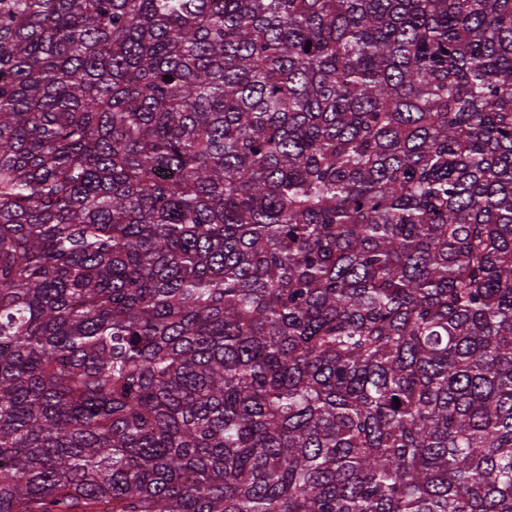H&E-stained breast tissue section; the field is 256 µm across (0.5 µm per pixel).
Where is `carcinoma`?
I'll return each instance as SVG.
<instances>
[{
  "label": "carcinoma",
  "instance_id": "cac0c4a2",
  "mask_svg": "<svg viewBox=\"0 0 512 512\" xmlns=\"http://www.w3.org/2000/svg\"><path fill=\"white\" fill-rule=\"evenodd\" d=\"M104 505L512 512V0H0V512Z\"/></svg>",
  "mask_w": 512,
  "mask_h": 512
}]
</instances>
